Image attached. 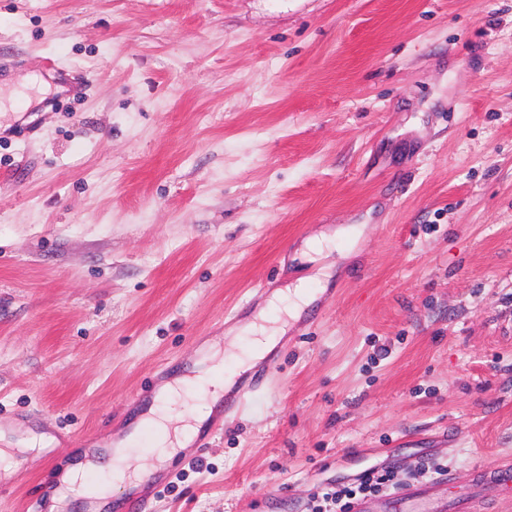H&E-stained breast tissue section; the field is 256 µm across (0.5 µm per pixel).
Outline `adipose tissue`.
Wrapping results in <instances>:
<instances>
[{
	"label": "adipose tissue",
	"mask_w": 512,
	"mask_h": 512,
	"mask_svg": "<svg viewBox=\"0 0 512 512\" xmlns=\"http://www.w3.org/2000/svg\"><path fill=\"white\" fill-rule=\"evenodd\" d=\"M314 299L306 280L274 292L270 306L281 309V316L269 319L266 313H259L244 328V334L251 338L249 349L237 357L232 367H225L224 356L234 350L239 335L229 333L210 341L204 350L202 360L193 375H176L160 388L154 402L134 420L128 440H135L143 429L154 432L155 446L152 460L130 464L124 449H116L111 457L116 467L115 477L119 483L133 484L147 469L159 468L170 461L179 451L187 448L195 439L200 427L219 404L222 394L227 393L236 378L265 358L274 348L278 337L285 334L291 322L297 320ZM195 388L200 404L188 413H180L185 403L188 388Z\"/></svg>",
	"instance_id": "ef3b65f1"
}]
</instances>
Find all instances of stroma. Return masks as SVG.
Wrapping results in <instances>:
<instances>
[{
	"label": "stroma",
	"mask_w": 512,
	"mask_h": 512,
	"mask_svg": "<svg viewBox=\"0 0 512 512\" xmlns=\"http://www.w3.org/2000/svg\"><path fill=\"white\" fill-rule=\"evenodd\" d=\"M0 103V512L356 224L155 512H316L373 465L367 512H512L477 483L512 461V0H0ZM336 236L320 235L309 239L305 243L303 257L309 262H317L322 256H328L332 253L335 245ZM273 370L271 364L264 367L263 371L258 374L249 384L240 388L235 395L224 399V414H234L236 411L244 408L252 394V392L264 381L268 374Z\"/></svg>",
	"instance_id": "stroma-1"
}]
</instances>
